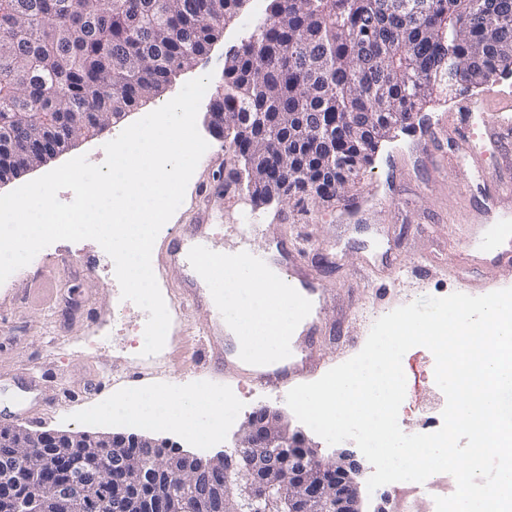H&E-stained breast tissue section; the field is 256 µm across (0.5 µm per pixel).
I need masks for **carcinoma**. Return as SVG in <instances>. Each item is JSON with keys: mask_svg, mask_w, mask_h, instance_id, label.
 Returning <instances> with one entry per match:
<instances>
[{"mask_svg": "<svg viewBox=\"0 0 512 512\" xmlns=\"http://www.w3.org/2000/svg\"><path fill=\"white\" fill-rule=\"evenodd\" d=\"M246 0H0V138L12 172L43 162L42 136L69 144L83 120L119 118L164 91ZM270 0L258 45L224 67L214 126L245 128L233 164L261 176L252 199L340 198L380 140L438 96L466 95L512 72V0ZM353 116L352 123L345 122ZM343 164L323 176L327 144Z\"/></svg>", "mask_w": 512, "mask_h": 512, "instance_id": "cac0c4a2", "label": "carcinoma"}]
</instances>
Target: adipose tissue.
<instances>
[{
    "label": "adipose tissue",
    "instance_id": "obj_1",
    "mask_svg": "<svg viewBox=\"0 0 512 512\" xmlns=\"http://www.w3.org/2000/svg\"><path fill=\"white\" fill-rule=\"evenodd\" d=\"M198 278L213 287L215 297L234 303L241 310L240 320L230 325L229 331L236 338L239 355L247 363L265 367L287 361L288 345L294 342L311 310L300 285L289 284L273 266L249 272L243 252L225 253L223 260L209 263ZM194 405L205 407L211 419L216 420L230 403L207 396L185 402L161 394L136 403L120 399L112 409L147 419L160 408L172 424L186 428Z\"/></svg>",
    "mask_w": 512,
    "mask_h": 512
}]
</instances>
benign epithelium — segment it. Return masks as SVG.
I'll use <instances>...</instances> for the list:
<instances>
[{
  "label": "benign epithelium",
  "instance_id": "1",
  "mask_svg": "<svg viewBox=\"0 0 512 512\" xmlns=\"http://www.w3.org/2000/svg\"><path fill=\"white\" fill-rule=\"evenodd\" d=\"M3 437L16 452L0 461V512H78L102 498L125 512L134 504L139 512H243L262 502L266 512L277 506L282 512H359L357 478L365 466L357 454L322 458L267 407L247 416L233 451L206 460L182 452L157 456L153 449L161 443L136 434L31 432L0 424ZM89 464L108 481L92 482ZM170 483L203 495L136 499L129 493L133 484Z\"/></svg>",
  "mask_w": 512,
  "mask_h": 512
}]
</instances>
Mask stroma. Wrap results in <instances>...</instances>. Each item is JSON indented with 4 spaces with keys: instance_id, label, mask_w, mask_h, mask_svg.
<instances>
[{
    "instance_id": "stroma-1",
    "label": "stroma",
    "mask_w": 512,
    "mask_h": 512,
    "mask_svg": "<svg viewBox=\"0 0 512 512\" xmlns=\"http://www.w3.org/2000/svg\"><path fill=\"white\" fill-rule=\"evenodd\" d=\"M267 4L268 0H246L209 52L177 75L162 94L126 113L101 135L78 140L47 163L0 185V194L77 156L102 164L105 143L174 98L187 81L206 74L212 80L200 104L197 128L211 152L222 149L223 138L208 126L209 106L224 84L227 53L264 19ZM461 102V97H448L424 111L421 125L383 141L355 187L334 202L255 205L249 194L228 186L233 172L230 161L202 157L175 224L163 226L152 251V268L171 316L165 346L158 354L142 355L148 314L122 299L116 277H101V269L113 268L114 263L97 242L62 240L42 249L24 275H11L0 284V423L20 424V410L34 405V396L26 388L30 378L39 381L54 401L53 408L42 414L40 430L134 432L202 458L232 446L255 409L287 411L284 394L266 393L233 373H215L205 363L198 334L201 316L180 298L185 279L170 264L166 251L176 224L192 223L198 188L206 182L226 187L223 208L214 209L211 216L216 247L230 251L277 248L295 273L316 278L323 286L325 294L315 311L319 332L304 346L310 356L303 375L306 381L319 379L359 353L374 322L400 306L460 292L476 281L484 282L489 293L512 287L511 272L490 274L470 261L464 243L449 242L442 229L463 185L471 187L468 209L481 210L485 200L482 187L471 185L454 140L431 136L439 120L450 114L460 126L481 135L490 114L460 111ZM435 155L446 158L444 173H436L431 162ZM358 201L363 207L356 216H341L344 206ZM246 210L260 219L258 230L248 238L237 227ZM46 279L54 281V288H43ZM402 366L406 396L398 413L401 430L409 434L439 430L441 413L425 414L432 400L444 397L435 382L432 353L421 346L411 348ZM159 393L227 398L234 416L213 430L207 415H200V428L208 437L199 442L189 431L163 420L149 425L105 413L114 400Z\"/></svg>"
}]
</instances>
